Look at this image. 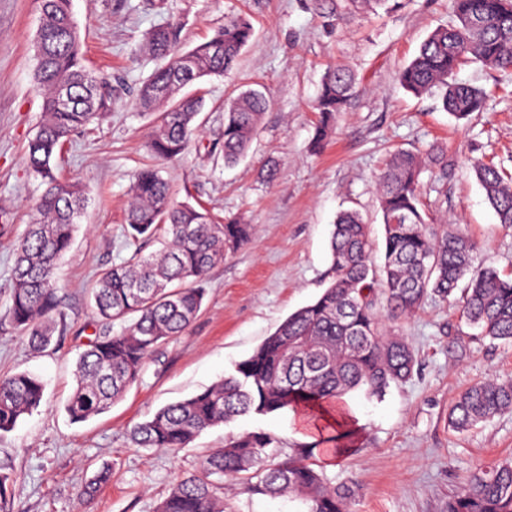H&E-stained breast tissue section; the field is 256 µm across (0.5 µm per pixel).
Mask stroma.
Returning <instances> with one entry per match:
<instances>
[{"label": "stroma", "instance_id": "obj_1", "mask_svg": "<svg viewBox=\"0 0 512 512\" xmlns=\"http://www.w3.org/2000/svg\"><path fill=\"white\" fill-rule=\"evenodd\" d=\"M87 69L107 82L110 109L75 134L57 160L61 179L89 197L71 251L59 265L57 296L66 328L37 351L8 316L13 245L43 187L24 153L43 115L32 75L38 0H0V375L29 372L44 384L38 409L0 435V471L10 475L9 512H156L178 477L197 472L229 436L263 431L281 452L316 446V467L330 483L355 479L350 512H447L448 501L481 463L512 460V413L459 432L448 424L457 394L483 380L512 377V344L482 337L461 318L459 300L427 297L403 332L418 366L383 399L355 393L344 408L360 431L358 449L324 452L327 430L287 410L208 429L177 454L136 447L130 430L159 408L189 398L232 372L267 336L327 286L329 240L340 210L354 208L381 232L375 176L396 150H443L448 175L424 185L433 223L465 227L479 259L512 273V227L498 224L472 170L491 161L512 173V72L470 63L459 81L484 88V111L456 124L435 95L414 96L397 74L436 27L452 22L449 0H399L391 9L341 5L323 18L312 0H72ZM247 14L254 28L236 69L194 84L205 101L188 153L163 168L179 201L252 226L249 244L206 275L203 307L184 335L159 346L139 381L112 409L71 422L64 406L76 360L98 328L89 297L101 269L150 254L157 241L132 239L125 223L134 172L151 162L150 115L134 88L157 62L143 52L152 29L174 20L178 48L208 39L227 16ZM348 67L356 91L338 113L327 150L309 151L313 103L329 65ZM271 100L251 147L224 164V102L239 88ZM278 163L275 181L261 173ZM111 477L85 489L101 468Z\"/></svg>", "mask_w": 512, "mask_h": 512}]
</instances>
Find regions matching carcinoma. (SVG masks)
I'll use <instances>...</instances> for the list:
<instances>
[{"label":"carcinoma","mask_w":512,"mask_h":512,"mask_svg":"<svg viewBox=\"0 0 512 512\" xmlns=\"http://www.w3.org/2000/svg\"><path fill=\"white\" fill-rule=\"evenodd\" d=\"M40 24L34 44L33 82L43 94L44 119L28 142L25 162L46 188L27 230L14 243L10 295L12 325L35 349L49 346L66 325L56 296L59 262L72 247L87 204L81 187L60 180L54 161L70 137L108 109L103 81L83 64L71 0H39ZM454 20L433 30L399 73L401 86L415 96L437 89L442 107L460 122L484 108L478 87L454 80L466 62L493 70L512 69V0H452ZM254 34L245 16L227 18L208 40L187 51L177 48L173 23L153 29L147 51L163 60L135 94V105L156 115L152 154L177 160L197 130L204 100L183 89L204 77L230 72ZM355 76L344 66L325 73L315 109L319 120L310 149L327 145L336 119L355 91ZM266 94L248 88L224 104V164L236 163L255 137L269 108ZM441 150L427 157L395 151L377 176L384 228L381 262L369 225L355 209L339 213L331 232V278L311 304L290 314L234 372L195 395L168 404L131 430L140 448L177 452L203 431L251 415L307 411L352 393L381 399L393 384L414 373L417 357L398 321L429 296L443 299L463 290L462 317L484 337L512 343V276L477 265L476 243L460 227L431 224L422 209L421 174L445 169ZM474 172L499 223L512 227V175L492 162L475 161ZM131 238L166 241L157 251L138 253L103 270L91 302L103 332L86 345L74 372L76 386L65 411L86 421L107 412L138 381L155 350L187 330L199 314L205 291L197 286L230 251L248 244L251 226L237 219L214 220L203 208L176 203L169 180L146 165L138 170L126 212ZM131 319L119 332L112 323ZM45 385L30 373L0 376V433L12 431L36 410ZM512 412V379L477 382L452 404L448 420L467 431ZM355 431L336 425L334 452ZM273 438L257 431L230 437L200 470L179 478L156 512H227L230 481L244 480L254 495L295 498L305 512H349L353 480L328 483L315 468V449L295 448L281 461ZM448 512H512V462L480 466L448 501Z\"/></svg>","instance_id":"1"}]
</instances>
